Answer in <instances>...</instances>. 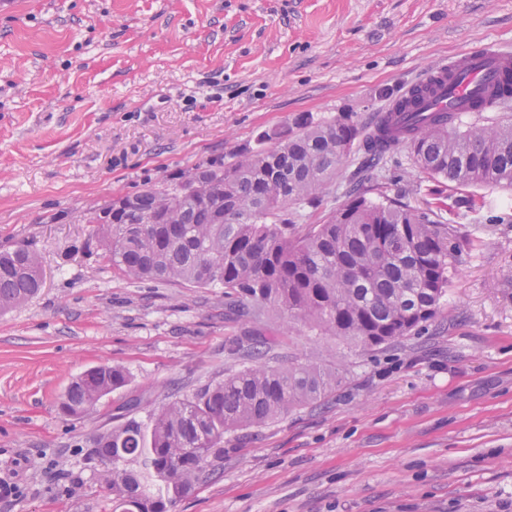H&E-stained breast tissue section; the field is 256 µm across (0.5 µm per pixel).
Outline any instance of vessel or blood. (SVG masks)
<instances>
[{
    "label": "vessel or blood",
    "instance_id": "b4317fda",
    "mask_svg": "<svg viewBox=\"0 0 512 512\" xmlns=\"http://www.w3.org/2000/svg\"><path fill=\"white\" fill-rule=\"evenodd\" d=\"M512 72V52L486 45L459 54L432 69L431 75L444 83L431 100V111L466 112L473 99L495 88Z\"/></svg>",
    "mask_w": 512,
    "mask_h": 512
}]
</instances>
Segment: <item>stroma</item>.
Listing matches in <instances>:
<instances>
[{
	"mask_svg": "<svg viewBox=\"0 0 512 512\" xmlns=\"http://www.w3.org/2000/svg\"><path fill=\"white\" fill-rule=\"evenodd\" d=\"M512 47V0H7L0 4V250L26 246L37 295L0 313V512H112L95 436L149 421L244 366L238 347L336 371L335 397L224 435L170 512H512V189L428 177L399 148L348 158L297 233L352 185L439 205L465 236L438 316L352 348L223 288L113 271L82 214L213 160L309 112L364 124L448 57ZM477 200L481 209L470 210ZM126 385L88 416L61 399L91 368Z\"/></svg>",
	"mask_w": 512,
	"mask_h": 512,
	"instance_id": "1",
	"label": "stroma"
}]
</instances>
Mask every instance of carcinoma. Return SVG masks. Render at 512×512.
<instances>
[{"mask_svg": "<svg viewBox=\"0 0 512 512\" xmlns=\"http://www.w3.org/2000/svg\"><path fill=\"white\" fill-rule=\"evenodd\" d=\"M512 98L497 88L455 120L441 112H406L376 130L345 112L332 120L309 113L285 131L264 132L269 148L234 162L195 167L133 195V209L96 215L89 223L112 269L136 281L220 285L261 309L288 314L356 348L390 345L433 319L461 262L462 235L431 205L374 202L360 191L322 224L299 235L288 209L314 202L336 178L355 141L379 161L400 146L423 173L457 186L512 188V119L485 121L482 109ZM224 211V223L213 220ZM41 287L37 255L0 251V311ZM224 380L154 411L150 424L130 417L93 439L103 480L121 512H169L189 493L212 457L224 453V433L261 427L293 408L336 394L339 375L313 363L271 365L262 356ZM127 382L125 370L95 367L69 386L62 408L94 410ZM129 458L141 468H123Z\"/></svg>", "mask_w": 512, "mask_h": 512, "instance_id": "1", "label": "carcinoma"}]
</instances>
